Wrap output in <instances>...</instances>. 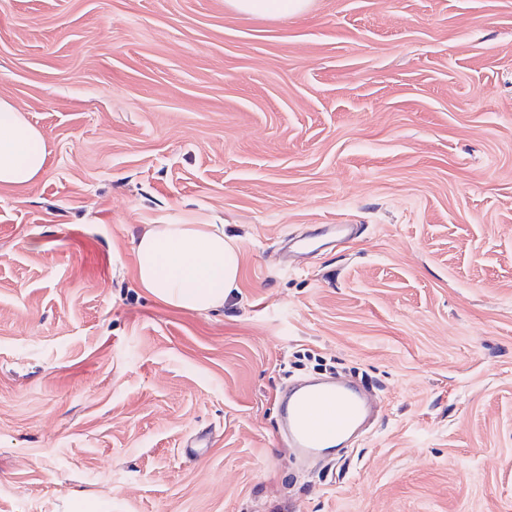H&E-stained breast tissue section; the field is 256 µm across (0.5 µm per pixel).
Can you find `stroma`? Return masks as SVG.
Masks as SVG:
<instances>
[{"instance_id":"obj_1","label":"stroma","mask_w":512,"mask_h":512,"mask_svg":"<svg viewBox=\"0 0 512 512\" xmlns=\"http://www.w3.org/2000/svg\"><path fill=\"white\" fill-rule=\"evenodd\" d=\"M0 98V512H512V0H0ZM174 223L239 238L222 309L139 286ZM330 374L379 411L322 468L278 399ZM231 9L246 15L285 20L306 13L309 0H226ZM45 139L9 100L0 98V185L24 187L44 171Z\"/></svg>"}]
</instances>
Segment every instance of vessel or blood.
<instances>
[{
	"label": "vessel or blood",
	"instance_id": "obj_1",
	"mask_svg": "<svg viewBox=\"0 0 512 512\" xmlns=\"http://www.w3.org/2000/svg\"><path fill=\"white\" fill-rule=\"evenodd\" d=\"M369 392L341 378L291 386L283 403L280 436L294 452L312 456L342 445L362 426Z\"/></svg>",
	"mask_w": 512,
	"mask_h": 512
}]
</instances>
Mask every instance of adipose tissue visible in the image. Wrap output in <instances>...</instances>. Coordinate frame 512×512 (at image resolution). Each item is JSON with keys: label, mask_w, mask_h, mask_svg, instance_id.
Wrapping results in <instances>:
<instances>
[{"label": "adipose tissue", "mask_w": 512, "mask_h": 512, "mask_svg": "<svg viewBox=\"0 0 512 512\" xmlns=\"http://www.w3.org/2000/svg\"><path fill=\"white\" fill-rule=\"evenodd\" d=\"M246 15L285 20L306 13L309 0H226ZM45 139L9 100L0 98V185L24 187L44 171ZM137 280L175 307L223 308L238 287L240 244L219 224H151L135 244Z\"/></svg>", "instance_id": "obj_1"}]
</instances>
